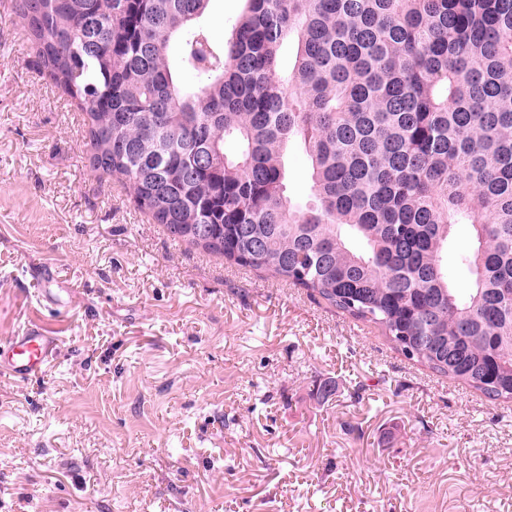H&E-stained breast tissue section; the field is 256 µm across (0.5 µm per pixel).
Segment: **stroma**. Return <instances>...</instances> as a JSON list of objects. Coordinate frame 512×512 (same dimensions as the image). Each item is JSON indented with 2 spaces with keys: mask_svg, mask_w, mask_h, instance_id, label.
Wrapping results in <instances>:
<instances>
[{
  "mask_svg": "<svg viewBox=\"0 0 512 512\" xmlns=\"http://www.w3.org/2000/svg\"><path fill=\"white\" fill-rule=\"evenodd\" d=\"M88 153L0 0V344L61 340L0 373V512H512V403L174 241ZM59 339L30 325L21 326L7 344L0 345V370L26 381L41 375L57 353Z\"/></svg>",
  "mask_w": 512,
  "mask_h": 512,
  "instance_id": "1",
  "label": "stroma"
}]
</instances>
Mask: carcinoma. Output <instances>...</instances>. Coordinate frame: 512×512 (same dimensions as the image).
Returning a JSON list of instances; mask_svg holds the SVG:
<instances>
[{
	"instance_id": "1",
	"label": "carcinoma",
	"mask_w": 512,
	"mask_h": 512,
	"mask_svg": "<svg viewBox=\"0 0 512 512\" xmlns=\"http://www.w3.org/2000/svg\"><path fill=\"white\" fill-rule=\"evenodd\" d=\"M211 2L13 9L84 112L92 172L128 186L170 237L512 402V0H240L222 43L202 21ZM295 144L305 204L288 194ZM462 222L474 247L450 266ZM286 167L290 195L296 200L305 201L310 194L309 162L301 147L294 146L288 151Z\"/></svg>"
}]
</instances>
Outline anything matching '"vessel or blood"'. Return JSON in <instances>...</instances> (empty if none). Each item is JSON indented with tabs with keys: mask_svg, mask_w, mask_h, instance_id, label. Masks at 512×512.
Listing matches in <instances>:
<instances>
[{
	"mask_svg": "<svg viewBox=\"0 0 512 512\" xmlns=\"http://www.w3.org/2000/svg\"><path fill=\"white\" fill-rule=\"evenodd\" d=\"M59 347L57 337L21 326L7 344L0 345V373L26 381L41 375Z\"/></svg>",
	"mask_w": 512,
	"mask_h": 512,
	"instance_id": "obj_1",
	"label": "vessel or blood"
}]
</instances>
